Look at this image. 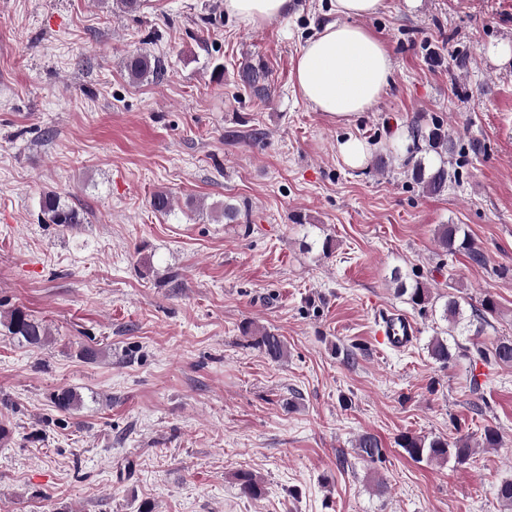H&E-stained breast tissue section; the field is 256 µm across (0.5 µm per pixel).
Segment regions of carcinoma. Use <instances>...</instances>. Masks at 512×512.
<instances>
[{"label": "carcinoma", "mask_w": 512, "mask_h": 512, "mask_svg": "<svg viewBox=\"0 0 512 512\" xmlns=\"http://www.w3.org/2000/svg\"><path fill=\"white\" fill-rule=\"evenodd\" d=\"M126 69L130 78L142 79L150 74L161 75L162 71L158 63L142 54H133L126 60ZM243 80L255 96L264 99L269 95L268 74L264 69L248 66L242 71ZM409 137L412 146L408 147L410 178L420 185L429 195H439L448 190V182L456 177L450 173L449 157L454 152L456 142L444 123L433 120L429 123L415 121L411 125ZM426 151L434 153L435 159L415 158V153ZM39 210L46 224L71 226L81 223L78 212L67 206L55 193H46L39 200ZM437 242L439 247L448 255L465 252L469 258L480 263L483 255L475 247L468 233L460 224H442L438 228ZM392 281L396 284L397 294L408 296V301L418 307L420 312L436 311L438 302L432 288L426 283L415 279L407 282V276L399 270H394ZM495 311L494 301L487 297L482 300L481 308H471V314H466L465 307L458 298L449 296L446 298L440 318L447 323L446 336L437 335L431 339L428 349L433 358L442 367H448L452 359V353L448 344V338L479 335L483 328L475 326V322L481 324L487 322V316ZM0 325L5 326L8 332L18 340L31 347L40 348L51 341V331L44 321L35 318L21 308H13L0 314ZM243 334L252 338L253 345L260 349L270 360L278 362L287 355V345L283 337L265 328L254 326L246 322L242 326ZM479 358L483 361L492 360L497 364H512V339L499 340L491 351L477 350ZM53 401L57 408L69 411L81 405V396L71 389H61L53 394ZM397 445L404 453L416 462L454 460L458 464L466 462L472 455L473 448L469 442L462 439L450 442L444 438L435 437L427 439L412 434H403L397 440ZM357 454L370 462L383 455L381 441L374 435L365 433L355 441ZM235 479L242 494L257 499L264 495L262 482L250 471H239Z\"/></svg>", "instance_id": "carcinoma-1"}]
</instances>
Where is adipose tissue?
<instances>
[{
	"instance_id": "ef3b65f1",
	"label": "adipose tissue",
	"mask_w": 512,
	"mask_h": 512,
	"mask_svg": "<svg viewBox=\"0 0 512 512\" xmlns=\"http://www.w3.org/2000/svg\"><path fill=\"white\" fill-rule=\"evenodd\" d=\"M384 0H332L335 21L306 39L294 64L293 88L314 111L340 123L371 109L390 84L388 47L360 24ZM293 0H224L227 13L249 23L286 15Z\"/></svg>"
}]
</instances>
